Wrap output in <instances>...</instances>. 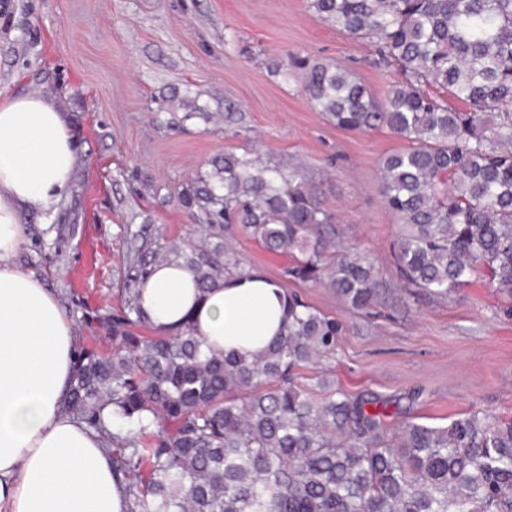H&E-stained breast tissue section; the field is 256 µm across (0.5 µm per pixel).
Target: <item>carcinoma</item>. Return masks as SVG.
<instances>
[{"mask_svg":"<svg viewBox=\"0 0 512 512\" xmlns=\"http://www.w3.org/2000/svg\"><path fill=\"white\" fill-rule=\"evenodd\" d=\"M316 16L374 46L398 72L382 97L338 64L293 57L315 109L354 132L385 128L407 146L381 163L398 215L400 275L448 296L484 273L512 319V0H308ZM208 236L240 224L287 274L327 282L352 309L376 295L371 264L331 251L335 216L294 164L224 155L218 182L187 196ZM205 290L224 278L205 246L180 254ZM109 318L112 347L75 346L65 410L101 434L130 512H512V416L473 411L444 427L391 433V399L318 391L294 370L336 351L343 324L290 294L288 331L252 359L213 354L185 330L150 328L137 288Z\"/></svg>","mask_w":512,"mask_h":512,"instance_id":"obj_1","label":"carcinoma"}]
</instances>
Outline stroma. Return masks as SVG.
Masks as SVG:
<instances>
[{
  "mask_svg": "<svg viewBox=\"0 0 512 512\" xmlns=\"http://www.w3.org/2000/svg\"><path fill=\"white\" fill-rule=\"evenodd\" d=\"M352 70L377 95L396 80L371 45L319 20L307 0H0V92H49L69 113L80 167L52 222L25 208L18 265L39 275L78 335L108 336L136 249L166 255L204 239L184 202L225 153L294 158L335 213L336 242L378 272L372 316L324 284L285 275L291 258L235 226L211 238L229 275L262 270L345 330L335 359L300 369L351 395L399 402L391 419L445 426L474 410L512 415V320L486 277L445 298L405 285L392 242L399 221L379 193L380 162L405 148L388 130L349 132L316 112L288 55ZM99 310L86 322L83 308Z\"/></svg>",
  "mask_w": 512,
  "mask_h": 512,
  "instance_id": "1",
  "label": "stroma"
}]
</instances>
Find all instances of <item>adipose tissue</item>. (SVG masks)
I'll use <instances>...</instances> for the list:
<instances>
[{
    "mask_svg": "<svg viewBox=\"0 0 512 512\" xmlns=\"http://www.w3.org/2000/svg\"><path fill=\"white\" fill-rule=\"evenodd\" d=\"M78 162L70 119L53 98L0 94V512L130 507L101 435L64 410L74 325L43 279L15 262L27 241L21 208L53 217ZM138 289L156 334L190 330L212 353L250 357L288 330L289 292L259 270L202 292L179 260H164Z\"/></svg>",
    "mask_w": 512,
    "mask_h": 512,
    "instance_id": "obj_1",
    "label": "adipose tissue"
}]
</instances>
